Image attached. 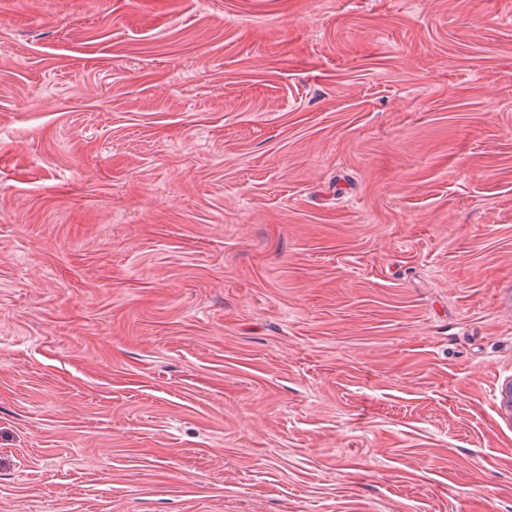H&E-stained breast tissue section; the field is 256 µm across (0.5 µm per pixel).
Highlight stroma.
<instances>
[{
    "label": "stroma",
    "instance_id": "stroma-1",
    "mask_svg": "<svg viewBox=\"0 0 512 512\" xmlns=\"http://www.w3.org/2000/svg\"><path fill=\"white\" fill-rule=\"evenodd\" d=\"M512 0H0V512H512Z\"/></svg>",
    "mask_w": 512,
    "mask_h": 512
}]
</instances>
